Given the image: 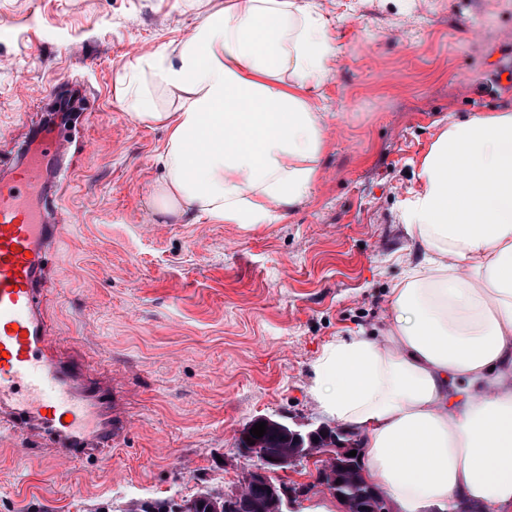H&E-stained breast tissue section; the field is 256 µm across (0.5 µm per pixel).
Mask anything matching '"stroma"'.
Wrapping results in <instances>:
<instances>
[{
  "instance_id": "1",
  "label": "stroma",
  "mask_w": 512,
  "mask_h": 512,
  "mask_svg": "<svg viewBox=\"0 0 512 512\" xmlns=\"http://www.w3.org/2000/svg\"><path fill=\"white\" fill-rule=\"evenodd\" d=\"M221 0H0V163L27 118L80 84L90 113L59 186L67 231L49 258L53 336L112 371L128 431L111 458L46 464L0 436V512H139L240 484L243 426H315L314 367L337 338L378 335L391 288L425 257L403 214L448 121L512 111V0H311L334 52L310 88L329 137L313 199L273 224L157 220L167 131L123 112L127 43L151 58ZM408 44L390 40L395 30Z\"/></svg>"
}]
</instances>
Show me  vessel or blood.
I'll return each instance as SVG.
<instances>
[{
	"label": "vessel or blood",
	"mask_w": 512,
	"mask_h": 512,
	"mask_svg": "<svg viewBox=\"0 0 512 512\" xmlns=\"http://www.w3.org/2000/svg\"><path fill=\"white\" fill-rule=\"evenodd\" d=\"M68 132L47 126L35 149L0 172V431L77 459L110 452L127 423L112 375L77 350L56 352L43 309Z\"/></svg>",
	"instance_id": "1"
}]
</instances>
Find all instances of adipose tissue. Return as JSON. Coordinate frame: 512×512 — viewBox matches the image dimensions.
<instances>
[{
  "label": "adipose tissue",
  "instance_id": "adipose-tissue-1",
  "mask_svg": "<svg viewBox=\"0 0 512 512\" xmlns=\"http://www.w3.org/2000/svg\"><path fill=\"white\" fill-rule=\"evenodd\" d=\"M331 51L302 0H234L126 63L124 112L169 132L161 212L271 224L308 202L327 125L306 93ZM419 177L406 229L426 259L392 288L385 334L325 350L314 397L359 430L396 512H512V112L449 121Z\"/></svg>",
  "mask_w": 512,
  "mask_h": 512
}]
</instances>
